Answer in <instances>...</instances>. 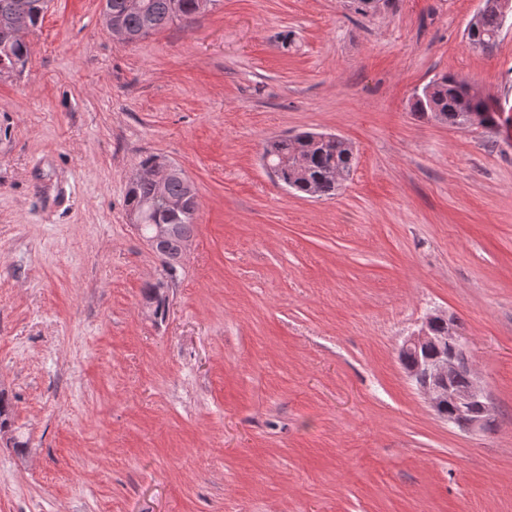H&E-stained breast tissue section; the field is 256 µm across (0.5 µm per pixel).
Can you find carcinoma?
<instances>
[{"label": "carcinoma", "mask_w": 512, "mask_h": 512, "mask_svg": "<svg viewBox=\"0 0 512 512\" xmlns=\"http://www.w3.org/2000/svg\"><path fill=\"white\" fill-rule=\"evenodd\" d=\"M49 0H0V75L22 73L28 58L25 41L14 35V21L24 15L33 28L41 22ZM215 0H105L103 15L107 27L121 25L137 43L169 25L179 22L190 29ZM512 11V0H484L467 29L470 44L483 51L493 48L503 30L505 16ZM411 111L446 123L451 127L475 125L491 127L500 108L486 102L470 86L452 75H442L414 93ZM356 152L345 138L331 133L301 132L292 137L275 136L263 145L262 161L276 176L275 183L288 186L299 195L329 198L336 195L356 165ZM184 200L174 210L170 200ZM125 206L142 218L140 236L152 235L154 225L169 224L173 236L158 250L163 267L172 272L178 265L179 245L195 234L198 210L197 191L182 177L167 178V195L158 196L154 180L143 177L129 183ZM12 403L0 390V433L11 426Z\"/></svg>", "instance_id": "obj_1"}]
</instances>
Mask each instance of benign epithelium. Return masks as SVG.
Segmentation results:
<instances>
[{"label":"benign epithelium","instance_id":"benign-epithelium-1","mask_svg":"<svg viewBox=\"0 0 512 512\" xmlns=\"http://www.w3.org/2000/svg\"><path fill=\"white\" fill-rule=\"evenodd\" d=\"M433 318L434 315H428L418 331L404 340L402 349L418 351L434 347L437 355L413 365L406 374L431 406L441 401L448 402L454 414L468 417L465 431L482 432L491 417V406L484 387L473 372L466 387L459 388L453 382L458 363L468 357L467 341L451 322L448 323V335H434L431 327Z\"/></svg>","mask_w":512,"mask_h":512}]
</instances>
